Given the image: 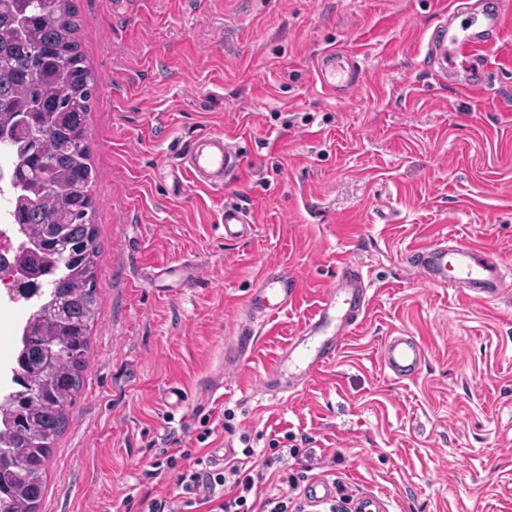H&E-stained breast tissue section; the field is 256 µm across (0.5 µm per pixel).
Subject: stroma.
Here are the masks:
<instances>
[{
    "label": "stroma",
    "instance_id": "stroma-1",
    "mask_svg": "<svg viewBox=\"0 0 512 512\" xmlns=\"http://www.w3.org/2000/svg\"><path fill=\"white\" fill-rule=\"evenodd\" d=\"M452 0H79L81 43L99 80L90 114L99 316L79 396L54 445L38 512L181 506L164 450L282 449L305 481L334 485L304 512H512V305L408 277L421 242L479 240L512 263V27L485 94L439 82L425 44ZM357 53L363 80L326 94L314 58ZM245 157L223 190L167 173L198 132ZM255 230L224 236V208ZM369 284L363 320L299 393L260 382L336 281ZM194 270L183 287L178 268ZM267 268L297 275L292 305L253 322L234 374L244 301ZM416 336L419 374L384 371V341ZM186 396L164 403L168 388ZM298 449L290 457V449Z\"/></svg>",
    "mask_w": 512,
    "mask_h": 512
}]
</instances>
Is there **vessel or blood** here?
<instances>
[{"label":"vessel or blood","mask_w":512,"mask_h":512,"mask_svg":"<svg viewBox=\"0 0 512 512\" xmlns=\"http://www.w3.org/2000/svg\"><path fill=\"white\" fill-rule=\"evenodd\" d=\"M512 16V0H499L496 11L485 14L476 28L455 29L441 20L426 43L425 55L437 79L463 69L471 79L460 91L484 89L483 73L489 65V52L495 37L501 36L506 17ZM315 72L323 89L336 98L348 99L357 88L358 66L354 56L329 48L316 57ZM243 165L240 152L227 137L201 133L194 136L180 155L183 175L195 185L220 188L227 175ZM253 230L251 222L235 207L224 210V235L238 239ZM409 268L424 283L444 287L483 302L512 298V284L503 252L477 242L441 236L427 242L412 255ZM299 294L297 277L276 268L265 269L245 303V313L266 322L287 308ZM369 304L368 286L362 272L342 263L334 287L325 289L315 311L296 336L290 337L274 365L265 373L260 389L271 393L282 372H289V393H297L335 358L345 338L350 336ZM426 357L423 345L412 336H392L383 344L380 361L395 381L412 379Z\"/></svg>","instance_id":"vessel-or-blood-1"}]
</instances>
